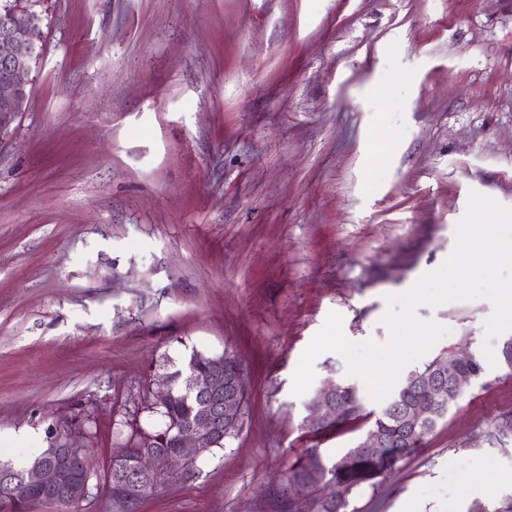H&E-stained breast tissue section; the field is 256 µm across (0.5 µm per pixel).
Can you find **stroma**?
Returning a JSON list of instances; mask_svg holds the SVG:
<instances>
[{
  "label": "stroma",
  "mask_w": 512,
  "mask_h": 512,
  "mask_svg": "<svg viewBox=\"0 0 512 512\" xmlns=\"http://www.w3.org/2000/svg\"><path fill=\"white\" fill-rule=\"evenodd\" d=\"M24 112L0 116V459L21 466L70 415L96 466L124 407L192 353L239 361L223 447L137 508L318 512L368 426L320 439L294 396L329 312L382 342L385 295L454 247L468 193L512 208V0H41ZM488 301L422 306L431 351L481 354ZM314 387L359 389L320 355ZM344 512H504L512 368H485L419 448ZM322 463V459L317 452L308 454L304 459H300L292 465L288 471V480L301 486L315 485L320 482L313 474L311 469Z\"/></svg>",
  "instance_id": "1"
}]
</instances>
